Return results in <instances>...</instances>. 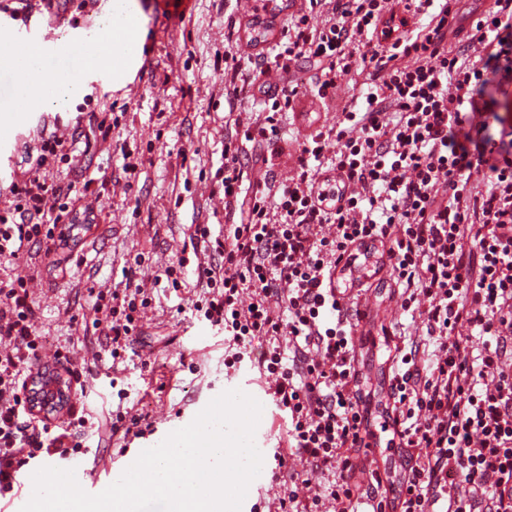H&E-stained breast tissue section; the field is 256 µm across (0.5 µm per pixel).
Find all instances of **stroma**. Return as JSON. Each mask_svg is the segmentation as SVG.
Returning <instances> with one entry per match:
<instances>
[{
	"label": "stroma",
	"instance_id": "obj_1",
	"mask_svg": "<svg viewBox=\"0 0 512 512\" xmlns=\"http://www.w3.org/2000/svg\"><path fill=\"white\" fill-rule=\"evenodd\" d=\"M143 21L142 35L154 44L156 56L144 76L143 90L133 98L116 95L112 73L80 80L79 96L64 116L88 121L90 113L124 111L111 143L92 137L89 152L78 154L77 171L104 181L106 190L94 210L76 217L77 225L58 254L7 265L13 276L33 275L30 292L36 309L35 327L48 342L38 367L57 368V348L71 351L72 368L87 380L86 409L93 418L133 408L151 420L170 417L173 428L194 419L223 391H250L263 406L255 443L263 468L248 489L242 512H266L261 492L283 495V478L302 472L288 444V417L265 392V379L254 358L234 367L224 365L223 330L210 325L191 301L199 295L190 244L192 225L224 228V196L215 172L224 164V72L213 67L214 54L225 44L266 49L280 37L296 6L294 0H263V5L239 15L227 0H194L186 16H166L162 0H133ZM111 0H55L51 23L57 24L60 48L69 51L71 31H98ZM315 69L299 61L294 72L279 77L276 89H297L294 114L284 123L277 142L276 170L287 175L305 134L333 125L334 110L326 109L309 92ZM130 152L137 176L126 181L122 154ZM142 269L135 279L152 299L142 342L134 344L124 363L113 364L105 350L104 327L98 326L96 292L114 288L134 261ZM182 264L183 288L172 289L163 270ZM159 430L142 437L111 435L99 429L88 440L93 454L81 456L76 472L90 494L104 490L102 466L120 459L131 465L125 448L158 445ZM283 462H276L275 453Z\"/></svg>",
	"mask_w": 512,
	"mask_h": 512
}]
</instances>
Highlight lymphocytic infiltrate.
Listing matches in <instances>:
<instances>
[{"instance_id":"obj_1","label":"lymphocytic infiltrate","mask_w":512,"mask_h":512,"mask_svg":"<svg viewBox=\"0 0 512 512\" xmlns=\"http://www.w3.org/2000/svg\"><path fill=\"white\" fill-rule=\"evenodd\" d=\"M457 0H301L266 50L224 53L223 233L195 225L204 259L196 311L223 327L234 351L257 340L274 404L288 415V443L327 471L323 488L291 490L279 512H354L363 496L392 512H512V139L489 122L494 92L512 74V0H489L470 28ZM313 62V96L336 123L306 138L279 179L272 156L265 182L248 184L249 148L274 145L294 97L242 109V95L269 70ZM365 86L354 105L356 86ZM41 133L27 169L0 205V259L62 249L73 216L99 197L94 178L57 175L84 139ZM404 312L424 336L383 328L391 375L376 415L360 389L356 344L374 341V313L361 311L343 282L372 246ZM110 355L142 334L149 297L101 292ZM25 277L0 279V494L43 455L82 453L74 432L90 420L69 408L63 424L37 418L28 380L45 345ZM481 343H474V336ZM389 437L402 478L389 483L363 453Z\"/></svg>"}]
</instances>
